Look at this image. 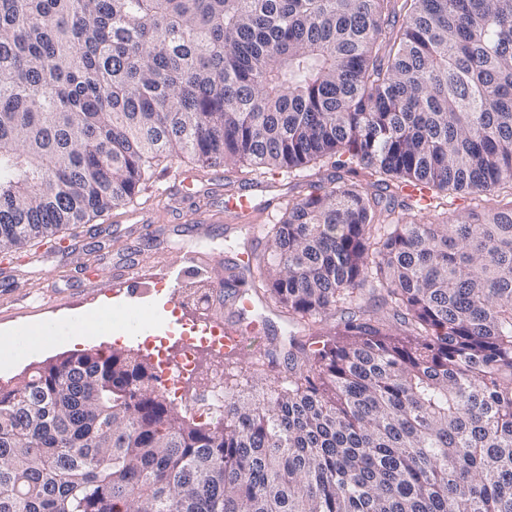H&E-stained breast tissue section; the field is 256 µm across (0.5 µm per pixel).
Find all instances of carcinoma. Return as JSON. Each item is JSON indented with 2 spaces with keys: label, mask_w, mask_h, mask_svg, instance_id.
<instances>
[{
  "label": "carcinoma",
  "mask_w": 512,
  "mask_h": 512,
  "mask_svg": "<svg viewBox=\"0 0 512 512\" xmlns=\"http://www.w3.org/2000/svg\"><path fill=\"white\" fill-rule=\"evenodd\" d=\"M176 159L352 175L266 227L288 386L202 423L131 351L62 357L0 386V512H512V206L384 203L512 187V0H0L1 253ZM361 300L403 330L322 332ZM486 201L478 202L472 200L469 195L458 194L452 195L450 198V205L443 206L425 213L424 215L416 216L417 219H422L424 222L442 224V222L448 223L456 222L457 220L468 217L472 209H475L476 203H479L486 210L493 208H506L510 206L511 195L508 185L501 186L496 192L483 197Z\"/></svg>",
  "instance_id": "cac0c4a2"
}]
</instances>
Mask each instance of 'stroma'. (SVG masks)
Returning <instances> with one entry per match:
<instances>
[{"mask_svg":"<svg viewBox=\"0 0 512 512\" xmlns=\"http://www.w3.org/2000/svg\"><path fill=\"white\" fill-rule=\"evenodd\" d=\"M183 171L195 174L194 189L174 198L155 217L150 233H143L139 225L126 220L124 211H113L98 218L96 225L67 231L60 245L41 243L28 257L0 255V327L76 316L101 297L124 298V291L114 283L113 272L116 266L135 263L143 277L141 304L151 305L160 290L175 296L169 309L176 318V327L164 335L163 348L174 346L177 336L195 335L200 320L211 315L245 331L244 345L233 357L220 351L199 350L197 374L185 383L180 406L192 404L207 387L225 390L230 396L244 389L267 387L269 378L253 373L251 364L268 348L287 353L295 327L285 308L254 289L230 288L226 282L235 272L240 253L249 249L255 257H262L268 251V241L260 232L247 237L236 224H195L187 215L201 208L223 209L227 194L252 184L274 185L276 195L285 198L307 194L308 182L284 173L247 174L174 160L159 166L154 180L139 193L137 206H149L156 192L174 184L177 173ZM190 253L205 260L204 271L179 279L169 276V268ZM56 267L69 271L68 278L56 284L57 306L45 310L23 308L22 296L38 293L44 274Z\"/></svg>","mask_w":512,"mask_h":512,"instance_id":"1","label":"stroma"}]
</instances>
